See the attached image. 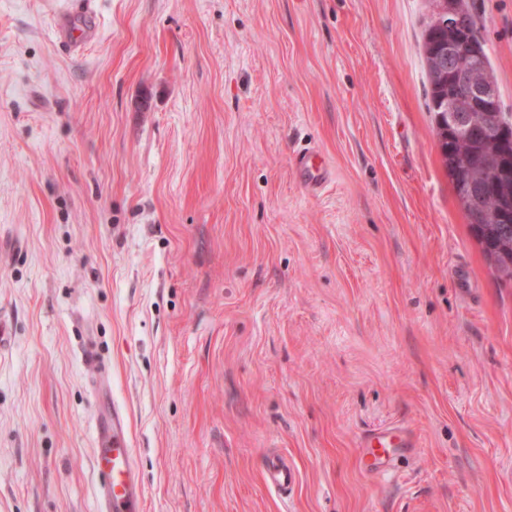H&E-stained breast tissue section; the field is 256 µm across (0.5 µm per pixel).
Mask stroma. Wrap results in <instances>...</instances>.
<instances>
[{
    "label": "stroma",
    "mask_w": 512,
    "mask_h": 512,
    "mask_svg": "<svg viewBox=\"0 0 512 512\" xmlns=\"http://www.w3.org/2000/svg\"><path fill=\"white\" fill-rule=\"evenodd\" d=\"M468 5L512 113V0ZM431 11L0 0V512H97L90 340L145 512H512V280L442 160ZM318 156L315 149L307 148L293 158V167L300 177V182L310 192H315L328 179V170L316 160ZM85 359L92 377L93 389L101 391L110 381V372L105 360L99 355L93 342L85 350ZM382 452L379 453V450ZM386 448L366 447L361 455V464L365 472L374 478H388L392 474V463L388 456L385 455ZM371 456V459L368 457ZM269 484L280 492L288 490L295 481L294 471L280 460L272 461L268 469Z\"/></svg>",
    "instance_id": "obj_1"
}]
</instances>
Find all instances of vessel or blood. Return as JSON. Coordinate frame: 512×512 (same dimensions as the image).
<instances>
[{
  "label": "vessel or blood",
  "instance_id": "obj_1",
  "mask_svg": "<svg viewBox=\"0 0 512 512\" xmlns=\"http://www.w3.org/2000/svg\"><path fill=\"white\" fill-rule=\"evenodd\" d=\"M317 156L315 149L308 148L293 158V167L303 187L311 192L328 178V171L318 162ZM85 359L93 388L102 390L110 381V372L95 344L87 345ZM94 439L97 512H145L144 490L133 461L126 418L116 406L99 412ZM375 441V446L367 448L361 464L371 476L385 479L392 474V463L377 449L378 444L384 443V435H377ZM268 480L270 485L283 492L294 483L295 474L285 463L275 460L269 466Z\"/></svg>",
  "mask_w": 512,
  "mask_h": 512
}]
</instances>
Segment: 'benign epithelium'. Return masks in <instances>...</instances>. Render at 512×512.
<instances>
[{
  "label": "benign epithelium",
  "instance_id": "obj_1",
  "mask_svg": "<svg viewBox=\"0 0 512 512\" xmlns=\"http://www.w3.org/2000/svg\"><path fill=\"white\" fill-rule=\"evenodd\" d=\"M436 27L439 35L432 56L433 72L441 78L438 101L448 113V132L438 135L440 142L479 134L486 143L502 144L512 139L498 113V93L487 76L483 56L458 34L463 27L460 0H436ZM466 54L470 64L459 67V56ZM499 179L488 183L478 175L456 180L466 209L474 216L486 215L485 199L491 191L501 200L503 221L512 217V155L505 151L486 155Z\"/></svg>",
  "mask_w": 512,
  "mask_h": 512
}]
</instances>
